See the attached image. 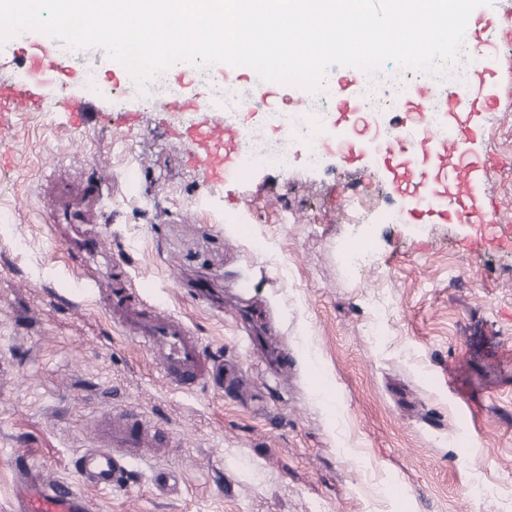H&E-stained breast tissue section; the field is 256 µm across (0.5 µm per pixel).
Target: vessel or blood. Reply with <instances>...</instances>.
Returning a JSON list of instances; mask_svg holds the SVG:
<instances>
[{"mask_svg": "<svg viewBox=\"0 0 512 512\" xmlns=\"http://www.w3.org/2000/svg\"><path fill=\"white\" fill-rule=\"evenodd\" d=\"M52 48V40L48 37L19 44L31 80L25 87L0 82V132L5 130L12 113L41 111L37 87L52 80H64L62 62L53 56ZM477 48L481 60L472 69L465 87L449 93L441 106L444 117L441 130H434L428 118L435 83L434 77L430 76L418 82L397 106L400 127L397 136L378 143L371 137V128L358 102L346 92L351 83L350 74L337 75L340 91L334 110L338 124L346 126L348 133L318 140L316 149L334 151L350 161L359 158L364 146L377 144L389 167V186L394 193L408 197L417 212L437 211L440 199L449 193L461 200L475 199L478 181L491 171L492 166L489 162L474 159V144L484 131L482 124L474 118V94L482 92L486 101L497 103L486 61L499 57L500 45L484 37L478 40ZM60 106L81 127L98 118L88 99L65 96L61 98ZM176 106L200 114L199 121L184 133L182 140L183 147L194 160V172L205 180L215 181L224 172L236 170L239 132L224 123L201 97L180 101ZM176 106L165 103L161 109L169 112ZM101 195L100 182L89 179L73 182L51 206L49 229H56L63 223H89ZM109 288L113 321L128 336L143 344L165 380L184 390L204 385L219 390L230 387V379L224 376L223 361L205 357L199 337L182 320L158 307L139 302L126 273L112 271ZM96 427L99 445L81 449L75 460L81 488L48 480L37 466L24 458H15L13 466L17 483L8 512H92L86 489L122 482L143 449L169 445L168 437L161 429L130 411L102 416Z\"/></svg>", "mask_w": 512, "mask_h": 512, "instance_id": "b4317fda", "label": "vessel or blood"}]
</instances>
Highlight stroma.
<instances>
[{"label": "stroma", "instance_id": "1", "mask_svg": "<svg viewBox=\"0 0 512 512\" xmlns=\"http://www.w3.org/2000/svg\"><path fill=\"white\" fill-rule=\"evenodd\" d=\"M105 56L69 64L124 89L130 124L75 127L58 102L81 82L48 83L42 111L14 113L0 140V512L9 458L78 484L95 420L125 409L171 445L89 490L96 512H512V245L477 250L473 224L409 217L376 154L199 178L175 140L198 113L157 114ZM483 126L477 152L504 161L489 195L512 213V107L485 108ZM49 170L106 179V252L205 355L236 366L231 391L176 389L114 325L85 288L101 266L72 264L45 234ZM352 196L373 212L358 231ZM358 245L379 267H344ZM376 301L389 308L381 346L366 335ZM161 473L172 492L156 490Z\"/></svg>", "mask_w": 512, "mask_h": 512}]
</instances>
